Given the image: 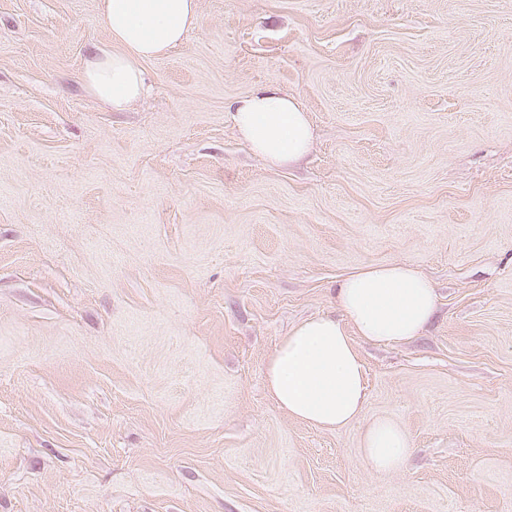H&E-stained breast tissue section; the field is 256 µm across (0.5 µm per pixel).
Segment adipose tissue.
Instances as JSON below:
<instances>
[{"label": "adipose tissue", "mask_w": 512, "mask_h": 512, "mask_svg": "<svg viewBox=\"0 0 512 512\" xmlns=\"http://www.w3.org/2000/svg\"><path fill=\"white\" fill-rule=\"evenodd\" d=\"M100 14L116 50L100 49L85 62L91 92L121 112L144 89L140 61L180 45L199 22L198 0H101ZM233 124L251 149L271 165L300 161L313 131L297 102L264 86L230 107ZM340 316L308 318L295 325L265 366V384L289 416L329 429L360 421L366 404L365 371L354 337L378 343L419 336L437 310L431 281L405 264L369 265L336 287ZM412 444L391 420L366 423L362 452L376 470L395 471Z\"/></svg>", "instance_id": "ef3b65f1"}]
</instances>
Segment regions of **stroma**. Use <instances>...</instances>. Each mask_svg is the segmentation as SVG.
<instances>
[{
	"label": "stroma",
	"mask_w": 512,
	"mask_h": 512,
	"mask_svg": "<svg viewBox=\"0 0 512 512\" xmlns=\"http://www.w3.org/2000/svg\"><path fill=\"white\" fill-rule=\"evenodd\" d=\"M122 112L82 79L99 0H0V512H512V0H199ZM313 129L274 167L229 106ZM434 282L355 339L361 421L266 390L289 328L367 265ZM412 443L374 470L367 422ZM233 124L251 149L272 166H289L309 151L313 131L306 113L280 90L264 86L229 107Z\"/></svg>",
	"instance_id": "obj_1"
}]
</instances>
